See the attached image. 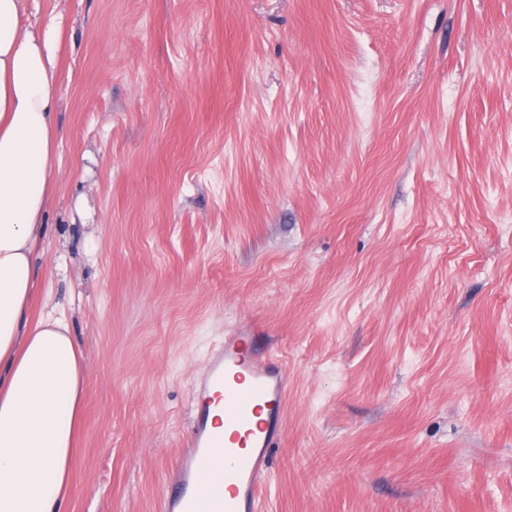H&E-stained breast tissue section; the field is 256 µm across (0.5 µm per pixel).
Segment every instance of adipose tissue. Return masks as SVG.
Instances as JSON below:
<instances>
[{
    "label": "adipose tissue",
    "mask_w": 512,
    "mask_h": 512,
    "mask_svg": "<svg viewBox=\"0 0 512 512\" xmlns=\"http://www.w3.org/2000/svg\"><path fill=\"white\" fill-rule=\"evenodd\" d=\"M57 35L0 0V512H58L72 480L83 357L65 317L32 316L51 193Z\"/></svg>",
    "instance_id": "1"
}]
</instances>
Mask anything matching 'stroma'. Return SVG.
Instances as JSON below:
<instances>
[{
	"instance_id": "stroma-1",
	"label": "stroma",
	"mask_w": 512,
	"mask_h": 512,
	"mask_svg": "<svg viewBox=\"0 0 512 512\" xmlns=\"http://www.w3.org/2000/svg\"><path fill=\"white\" fill-rule=\"evenodd\" d=\"M59 32L34 312L62 512H161L230 334L288 368L259 512H512V0H26Z\"/></svg>"
}]
</instances>
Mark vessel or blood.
<instances>
[{"label": "vessel or blood", "mask_w": 512, "mask_h": 512, "mask_svg": "<svg viewBox=\"0 0 512 512\" xmlns=\"http://www.w3.org/2000/svg\"><path fill=\"white\" fill-rule=\"evenodd\" d=\"M247 339L225 337L210 358L195 399L222 402L224 425H209L198 414L193 437L182 453V492L170 512H256L259 489L269 474V452L278 436L271 422L281 421L286 372L265 356L244 354ZM209 474L208 487L200 477Z\"/></svg>", "instance_id": "b4317fda"}]
</instances>
